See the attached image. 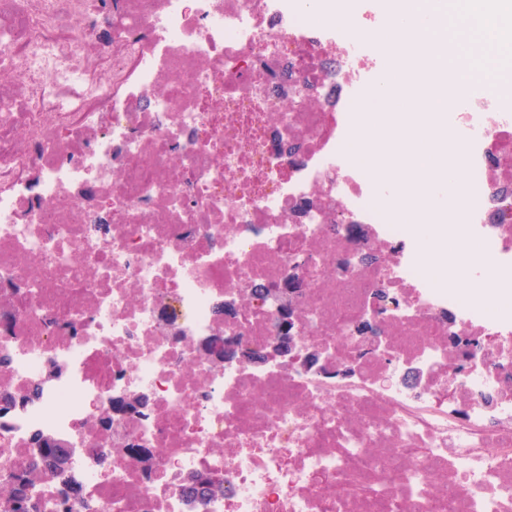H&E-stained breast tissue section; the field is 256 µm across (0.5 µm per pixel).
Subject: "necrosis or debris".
<instances>
[{
  "mask_svg": "<svg viewBox=\"0 0 512 512\" xmlns=\"http://www.w3.org/2000/svg\"><path fill=\"white\" fill-rule=\"evenodd\" d=\"M326 30L288 0H0L1 493L23 479L38 512H512V113L470 84L456 116L467 296L423 271L447 230L392 220L350 161L334 90L378 61ZM291 273L325 373L199 358L215 334L265 346L258 291ZM132 390L145 405L113 416ZM38 434L65 472L36 462ZM199 471L223 493L193 490Z\"/></svg>",
  "mask_w": 512,
  "mask_h": 512,
  "instance_id": "1",
  "label": "necrosis or debris"
}]
</instances>
